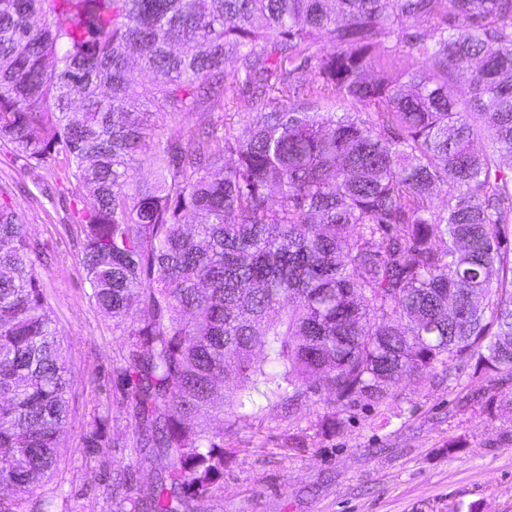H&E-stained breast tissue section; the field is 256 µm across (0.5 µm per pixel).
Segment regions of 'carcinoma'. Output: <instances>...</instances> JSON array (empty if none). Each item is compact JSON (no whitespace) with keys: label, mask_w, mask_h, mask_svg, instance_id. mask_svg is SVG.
<instances>
[{"label":"carcinoma","mask_w":512,"mask_h":512,"mask_svg":"<svg viewBox=\"0 0 512 512\" xmlns=\"http://www.w3.org/2000/svg\"><path fill=\"white\" fill-rule=\"evenodd\" d=\"M389 40L404 83L368 76ZM215 98L255 105L243 135L234 112L202 138L157 118ZM0 140L63 156L81 191L90 299L129 343L132 467L156 475L113 487L123 512H206L225 459L203 416L327 392V434L404 374L512 376V0H0ZM34 254L0 200V512L51 481L75 403Z\"/></svg>","instance_id":"1"}]
</instances>
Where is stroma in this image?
<instances>
[{"instance_id":"1","label":"stroma","mask_w":512,"mask_h":512,"mask_svg":"<svg viewBox=\"0 0 512 512\" xmlns=\"http://www.w3.org/2000/svg\"><path fill=\"white\" fill-rule=\"evenodd\" d=\"M0 195L25 217L44 292L71 341L76 403L60 469L38 490L54 512H121L108 486L131 460L136 424L118 404L114 367L127 345L89 298L80 263V199L63 160L29 165L0 144ZM512 378L437 368L425 382L403 376L382 400L361 398L342 427L318 435L334 405L325 394L296 414L275 408L262 421L223 428L228 461L208 512H512V409L487 415L488 396ZM108 408L105 445L85 438ZM297 446H290V439ZM466 446L448 454L450 439Z\"/></svg>"}]
</instances>
